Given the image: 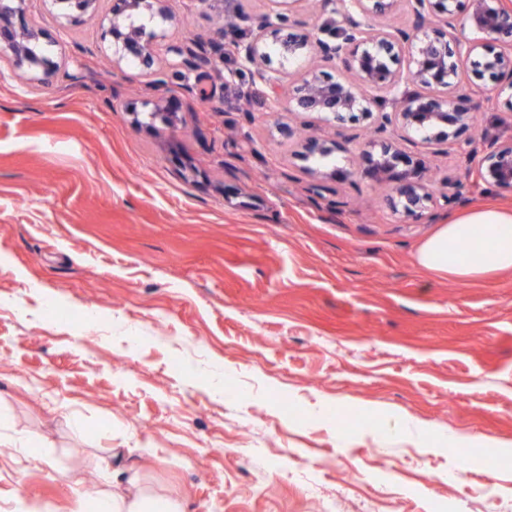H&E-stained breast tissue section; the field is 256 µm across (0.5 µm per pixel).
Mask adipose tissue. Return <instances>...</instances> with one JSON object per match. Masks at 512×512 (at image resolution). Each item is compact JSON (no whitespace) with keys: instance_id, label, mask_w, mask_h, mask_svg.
Instances as JSON below:
<instances>
[{"instance_id":"ef3b65f1","label":"adipose tissue","mask_w":512,"mask_h":512,"mask_svg":"<svg viewBox=\"0 0 512 512\" xmlns=\"http://www.w3.org/2000/svg\"><path fill=\"white\" fill-rule=\"evenodd\" d=\"M420 265L469 281L512 269V212L493 206L470 211L428 238ZM153 498L136 482L98 499V512H152Z\"/></svg>"}]
</instances>
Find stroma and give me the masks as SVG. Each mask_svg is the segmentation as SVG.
<instances>
[{"instance_id":"obj_1","label":"stroma","mask_w":512,"mask_h":512,"mask_svg":"<svg viewBox=\"0 0 512 512\" xmlns=\"http://www.w3.org/2000/svg\"><path fill=\"white\" fill-rule=\"evenodd\" d=\"M176 40L254 33L267 0H169ZM28 13L86 79L0 75V512H71L137 476L184 512H512V270L461 282L422 244L512 189L414 223L350 170L368 121L337 129L213 75L145 89L86 23ZM197 84L203 96L184 93ZM436 180L460 149L404 141ZM352 418L340 427L336 416ZM413 418L470 437L387 432ZM466 481H459V472Z\"/></svg>"}]
</instances>
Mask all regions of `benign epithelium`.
Returning a JSON list of instances; mask_svg holds the SVG:
<instances>
[{"label":"benign epithelium","instance_id":"benign-epithelium-1","mask_svg":"<svg viewBox=\"0 0 512 512\" xmlns=\"http://www.w3.org/2000/svg\"><path fill=\"white\" fill-rule=\"evenodd\" d=\"M106 1L108 9L101 10ZM63 5L59 25L68 29L94 18L98 22V52L117 60L137 61L150 84L157 88L184 71H205L211 64L198 44L170 40L172 12L161 5L136 22L148 0H51ZM401 0H321L328 14L307 37L291 32L288 0H270L269 12L257 22L258 34L235 41L224 83L248 73L270 93L272 105L288 97V111L312 112L336 128L358 116L377 115L376 137L363 150L359 166L349 172L331 170L328 176L359 175L373 182L394 184L389 204L393 212L420 219L434 207H452L463 191L512 188V137L500 140L487 134L460 140L473 125L482 106L465 107L470 99L461 67L468 63L480 80L512 88V0H406L416 18L410 29L377 28L371 19L392 12ZM44 33L27 17L26 0H0V64L31 86H41L61 73V64L37 51ZM169 55L168 69L154 68L159 46ZM316 47L323 58L335 61L347 75L307 72L289 94H284L277 73L265 66L275 54L281 62ZM417 85L433 91L422 95ZM392 129L406 141L456 144L477 159L469 185L449 193L424 176L418 163L406 156L383 133ZM335 145L310 140L302 156L328 157Z\"/></svg>","mask_w":512,"mask_h":512}]
</instances>
